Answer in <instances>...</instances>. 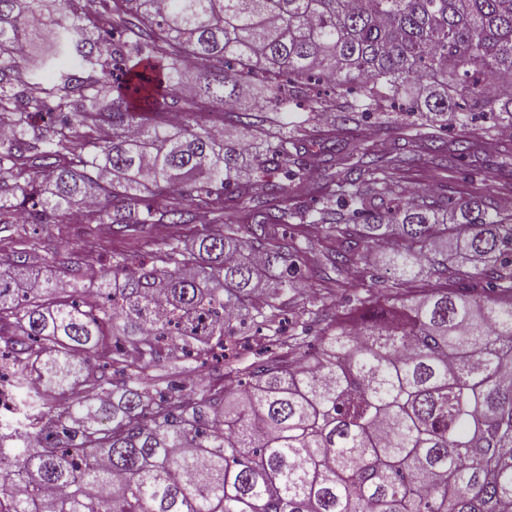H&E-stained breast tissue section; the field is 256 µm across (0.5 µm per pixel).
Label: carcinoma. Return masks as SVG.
<instances>
[{"label":"carcinoma","mask_w":512,"mask_h":512,"mask_svg":"<svg viewBox=\"0 0 512 512\" xmlns=\"http://www.w3.org/2000/svg\"><path fill=\"white\" fill-rule=\"evenodd\" d=\"M0 111V210L41 205L21 223L92 203L123 236L196 228L149 267H102L92 297L69 258L32 283V248L8 259L0 512H512V184L409 192L423 162L479 151L421 137L355 163L326 149L316 205L288 204L323 163L294 153L324 113L341 130L487 112L512 129V0H0ZM303 226L331 240L322 257L284 233ZM370 244L387 307L363 295ZM325 262L355 317L323 308L308 360L278 324ZM251 324L268 340L247 363ZM216 348L210 371L234 374L220 389L148 376Z\"/></svg>","instance_id":"obj_1"}]
</instances>
